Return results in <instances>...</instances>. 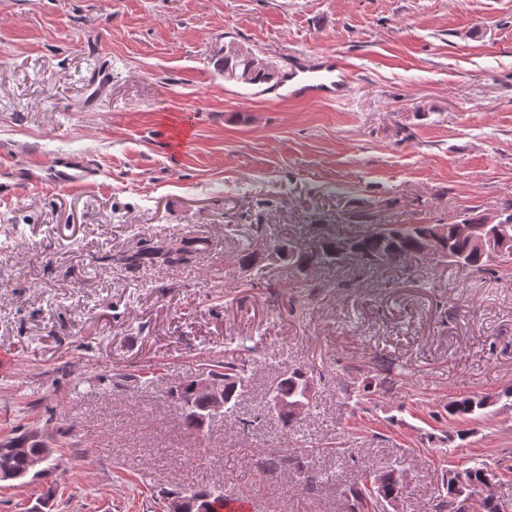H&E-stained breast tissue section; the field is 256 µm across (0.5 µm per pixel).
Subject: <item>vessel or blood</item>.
<instances>
[{
    "instance_id": "1",
    "label": "vessel or blood",
    "mask_w": 512,
    "mask_h": 512,
    "mask_svg": "<svg viewBox=\"0 0 512 512\" xmlns=\"http://www.w3.org/2000/svg\"><path fill=\"white\" fill-rule=\"evenodd\" d=\"M353 75L336 55L322 53L310 60L292 56L284 69L282 86L286 97L333 101L343 97ZM94 164L87 157L63 153L51 164L28 160L14 170L15 178L25 185L51 183L76 189L90 183L95 176Z\"/></svg>"
}]
</instances>
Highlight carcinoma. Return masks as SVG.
<instances>
[{
	"mask_svg": "<svg viewBox=\"0 0 512 512\" xmlns=\"http://www.w3.org/2000/svg\"><path fill=\"white\" fill-rule=\"evenodd\" d=\"M254 56L224 55L215 59L218 70L224 72L227 82L261 86L270 83V74H279L273 63L268 67L257 70L253 67ZM434 225L414 224L407 226L389 224H369L362 229L346 236L353 241V249L341 255L336 254L335 244L340 239L338 235L325 234L303 248H291L273 242V249L281 259L288 258L293 265L313 264L335 265L355 259L366 265H386L401 262L404 259L423 252L425 240L432 234ZM209 245L204 237L194 240L172 239L162 242L144 241L134 251L121 256L125 264L135 267L144 263H159L161 265L185 264L194 253ZM439 254L453 264L470 267L478 273L487 272L490 256L479 253L468 241L457 238L453 225H448V235L439 246ZM319 361L316 358L308 363L291 368L273 385L271 400L279 401L282 405L290 406L305 400L307 382L314 379L318 373ZM205 374L214 382L224 386V401L231 403L247 392L250 375L244 365L233 359H224L206 367ZM173 402L181 411L183 426L193 432L203 430L206 421L202 420L204 411L209 405L210 398L206 394L195 391V381L187 377L179 382L171 392ZM500 401V397L489 394L475 395L448 402V416L465 419L475 413L487 409ZM46 442L25 431L18 432L12 437L0 441V481L9 479L20 481L26 478L30 481L41 477L56 463L49 457L42 456ZM290 457L289 449L281 448L262 456L261 468L280 470ZM42 462L36 470L33 463ZM494 474L483 463L476 464L463 470H451L448 473L446 485L447 496L438 505V512H462L458 507V499L477 497L476 512H505L504 504L489 496H482L483 486ZM400 482L391 473H377L368 470L349 489L350 512H383L385 505L397 499ZM168 501L180 502L177 512H217L224 502L223 494L204 486L189 494L172 492Z\"/></svg>",
	"mask_w": 512,
	"mask_h": 512,
	"instance_id": "carcinoma-1",
	"label": "carcinoma"
}]
</instances>
